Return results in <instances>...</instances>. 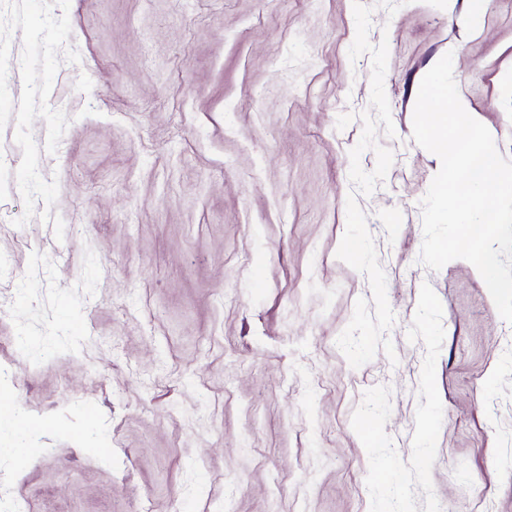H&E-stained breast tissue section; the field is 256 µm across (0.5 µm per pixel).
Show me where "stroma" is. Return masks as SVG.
Listing matches in <instances>:
<instances>
[{
    "mask_svg": "<svg viewBox=\"0 0 512 512\" xmlns=\"http://www.w3.org/2000/svg\"><path fill=\"white\" fill-rule=\"evenodd\" d=\"M448 52L512 159V0H0V504L512 512V324L420 259Z\"/></svg>",
    "mask_w": 512,
    "mask_h": 512,
    "instance_id": "35a3bbf8",
    "label": "stroma"
}]
</instances>
